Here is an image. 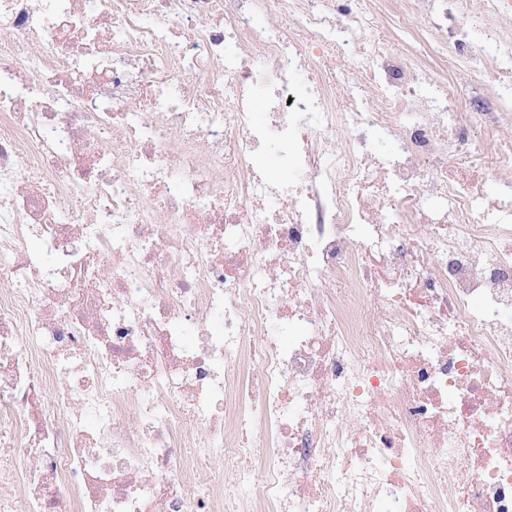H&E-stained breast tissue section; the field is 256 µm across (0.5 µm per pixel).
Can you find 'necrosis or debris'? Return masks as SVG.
<instances>
[{"label":"necrosis or debris","instance_id":"4bbe7bcc","mask_svg":"<svg viewBox=\"0 0 512 512\" xmlns=\"http://www.w3.org/2000/svg\"><path fill=\"white\" fill-rule=\"evenodd\" d=\"M425 2L0 0V512H512V0ZM463 23L473 31H480L486 26H495L501 35L503 49L512 51V10L488 16L482 7L476 5L474 11L463 20ZM464 93L473 98L476 104L481 107L489 108L493 106V97L497 100L511 99L512 88L490 89L485 82L477 76H472L463 86ZM493 96V97H492Z\"/></svg>","mask_w":512,"mask_h":512}]
</instances>
